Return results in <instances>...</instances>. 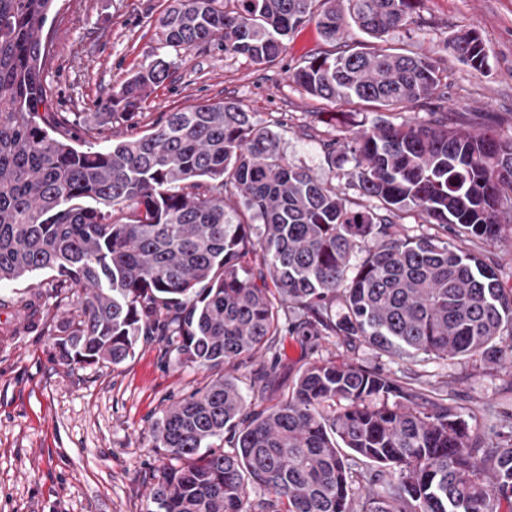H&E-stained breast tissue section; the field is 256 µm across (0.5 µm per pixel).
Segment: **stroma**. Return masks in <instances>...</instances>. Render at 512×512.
<instances>
[{"label": "stroma", "mask_w": 512, "mask_h": 512, "mask_svg": "<svg viewBox=\"0 0 512 512\" xmlns=\"http://www.w3.org/2000/svg\"><path fill=\"white\" fill-rule=\"evenodd\" d=\"M170 0H55L43 36L50 52L43 68L47 108L68 116L60 137L83 139L75 116L101 103L141 65L172 61L169 78L137 113L113 119L112 136L145 133L166 112L201 102L236 101L261 126L281 120L289 159L318 176L328 174L323 143L334 104L292 84L289 73L325 49L317 20L291 34L269 65L225 55L218 44L190 49L165 45L157 18ZM424 25L392 33V47L418 44L437 51L448 70L444 110L449 124L468 130L493 125L512 135V0H422ZM476 30L487 65L473 71L446 43ZM478 254L500 287L512 290V236L498 242L454 238ZM55 279L44 270L0 284V512H146L159 464L148 433L163 411L202 386L206 372L180 364L155 339H139L118 365H67L58 358L50 328L68 313L50 296ZM354 361L391 377L416 375L450 405L471 410L486 430L512 411V362L431 359L411 362L365 343L350 348L333 336L305 339L284 332L247 366L225 365L246 401L279 399L308 364Z\"/></svg>", "instance_id": "1"}]
</instances>
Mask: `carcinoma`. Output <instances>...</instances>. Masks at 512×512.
I'll return each mask as SVG.
<instances>
[{
    "instance_id": "cac0c4a2",
    "label": "carcinoma",
    "mask_w": 512,
    "mask_h": 512,
    "mask_svg": "<svg viewBox=\"0 0 512 512\" xmlns=\"http://www.w3.org/2000/svg\"><path fill=\"white\" fill-rule=\"evenodd\" d=\"M54 0H0V283L56 272L51 297L71 308L55 345L69 363L118 365L142 336L211 373L151 428L164 451L147 512H500L512 507V433L490 439L472 412L413 378L353 362L308 366L273 404H248L224 377L284 330L362 341L397 357L492 360L512 355V293L479 256L448 241H499L512 230V137L428 121L379 120L328 141L329 174L288 159L280 135L237 103L168 112L149 132L84 146L54 133L42 32ZM421 0H172L158 20L169 47L217 42L226 56L275 62L284 40L320 16L336 44L353 25L378 46L321 50L289 74L308 95L401 112L439 99L436 52L388 36ZM480 72L474 29L450 42ZM154 59L107 102L140 108L170 74ZM344 173L358 200L336 185ZM417 217L433 233H399ZM259 220L263 235L254 236ZM372 242L354 274L353 252ZM230 434L234 452L223 449ZM379 465L375 493L352 461ZM267 498L252 505L248 488Z\"/></svg>"
}]
</instances>
